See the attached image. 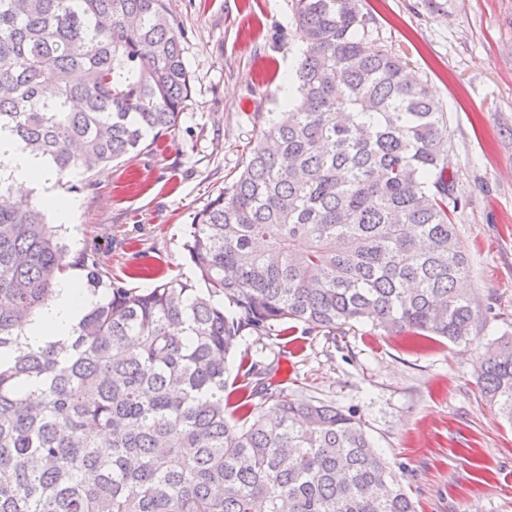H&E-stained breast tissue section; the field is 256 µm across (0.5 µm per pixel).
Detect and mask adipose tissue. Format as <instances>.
I'll return each instance as SVG.
<instances>
[{
  "label": "adipose tissue",
  "mask_w": 512,
  "mask_h": 512,
  "mask_svg": "<svg viewBox=\"0 0 512 512\" xmlns=\"http://www.w3.org/2000/svg\"><path fill=\"white\" fill-rule=\"evenodd\" d=\"M0 161L4 162L5 174L15 191H25L48 178L45 160L24 150L22 144L3 132ZM96 301V296L79 288L74 279L58 280L51 300L25 326L24 342L35 345L71 336L84 310Z\"/></svg>",
  "instance_id": "1"
}]
</instances>
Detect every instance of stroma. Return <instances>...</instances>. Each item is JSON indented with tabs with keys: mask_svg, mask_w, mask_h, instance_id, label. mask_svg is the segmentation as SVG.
<instances>
[{
	"mask_svg": "<svg viewBox=\"0 0 512 512\" xmlns=\"http://www.w3.org/2000/svg\"><path fill=\"white\" fill-rule=\"evenodd\" d=\"M191 97L151 151L73 171L59 195L79 203L70 253L94 249L115 278L155 287L153 272L195 280L183 250L193 214L243 170L256 113L280 111L300 44L291 0H166ZM370 47L407 54L448 117L444 160L470 257L469 340L420 343L354 324L328 335L298 324L244 336L284 399L354 412L417 512H512V421L476 377L488 342L512 334V0H360Z\"/></svg>",
	"mask_w": 512,
	"mask_h": 512,
	"instance_id": "stroma-1",
	"label": "stroma"
}]
</instances>
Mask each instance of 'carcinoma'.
Instances as JSON below:
<instances>
[{"mask_svg":"<svg viewBox=\"0 0 512 512\" xmlns=\"http://www.w3.org/2000/svg\"><path fill=\"white\" fill-rule=\"evenodd\" d=\"M358 2L294 0L296 101L194 214L196 284L68 261L62 226L0 175V512H415L355 415L280 398L238 354L290 323L471 334L446 112L403 56L365 48ZM190 82L165 0H0V131L61 178L172 134ZM71 268L102 297L74 335L21 347ZM478 383L512 420V335Z\"/></svg>","mask_w":512,"mask_h":512,"instance_id":"1","label":"carcinoma"}]
</instances>
